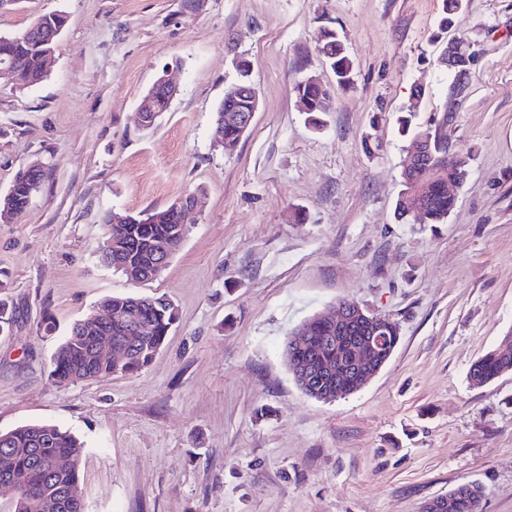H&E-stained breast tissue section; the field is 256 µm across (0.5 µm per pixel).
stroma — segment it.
Returning <instances> with one entry per match:
<instances>
[{
    "label": "stroma",
    "instance_id": "1",
    "mask_svg": "<svg viewBox=\"0 0 512 512\" xmlns=\"http://www.w3.org/2000/svg\"><path fill=\"white\" fill-rule=\"evenodd\" d=\"M50 12L66 25L47 77L0 83V194L20 166L46 169L0 223V432L75 434L88 512H422L467 482L482 512H512V372L468 375L512 329V0H465L449 31L442 0H6L0 34ZM324 27L354 62L348 89L316 50ZM455 34L475 53L460 79L440 61ZM242 59L259 107L225 153L211 128ZM165 74L179 91L144 126L139 101ZM311 74L332 101L318 129L292 91ZM409 111L466 160L442 224L395 216ZM188 194L156 280L99 262L106 212ZM126 294L175 303L164 348L132 374L51 384L61 338ZM345 298L401 336L328 404L284 348Z\"/></svg>",
    "mask_w": 512,
    "mask_h": 512
}]
</instances>
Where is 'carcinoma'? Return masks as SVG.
<instances>
[{
	"mask_svg": "<svg viewBox=\"0 0 512 512\" xmlns=\"http://www.w3.org/2000/svg\"><path fill=\"white\" fill-rule=\"evenodd\" d=\"M464 0H443L442 23L448 26L463 11ZM66 17L61 13H48L37 17L30 27L37 30L62 32ZM316 47L336 76V84L347 88L352 84L353 61L346 52L338 34L330 28L320 30ZM55 45L42 44L23 31L14 35H0V67L12 58H19L20 66L14 84L32 87L47 76V62ZM296 96L308 103V121L321 127L320 113L327 107L319 99V87L299 80L293 86ZM252 106L251 96L236 100L231 107L219 105L215 112L212 143L217 149L236 147L245 134L237 117ZM401 131L412 133L411 144L422 137L421 152L408 167V181L396 202L398 217L408 216V194H420L424 205L414 221L419 224H443L455 205L448 198V184L462 185L466 179V162L462 159L448 163V143L427 129H411V120H400ZM44 178V170L20 167L12 180L7 194L0 196V210L8 209L13 218L20 217L27 209L33 195ZM106 224L104 241H133L136 251L112 249V261L98 258L113 270L126 274L127 261L137 262L140 283L152 281L160 275L156 255L164 249L168 256L179 249L185 237V228L178 224L176 215L164 208L138 215H127L123 224L111 222V213L103 216ZM144 321L149 326L145 336L135 339L129 346L126 358L119 363L111 360L92 359V346L102 334L112 336V342L128 340L127 327L112 322L92 324L80 320L63 338L53 358L49 372L52 383L61 385L78 379H92L112 373H134L145 368L162 348L166 337L177 323L178 313L174 304L163 297H151L144 304ZM385 345L395 350L400 340V326L386 317L380 324ZM309 338L301 356L306 358L316 372L317 382L333 384L336 381V363L348 364L351 354L347 345L328 342L330 325L320 319L308 320ZM512 372V332L500 344L475 361L469 377L475 384L488 383L500 375ZM19 448H31L23 454ZM83 451L82 443L70 432L58 426L27 423L7 432H0V482L13 484L18 492L14 500V512H87L80 486L78 469ZM65 459L68 465L58 470L50 469V463ZM481 494L474 483H462L452 490L448 503L437 507L439 512H480Z\"/></svg>",
	"mask_w": 512,
	"mask_h": 512,
	"instance_id": "1",
	"label": "carcinoma"
}]
</instances>
